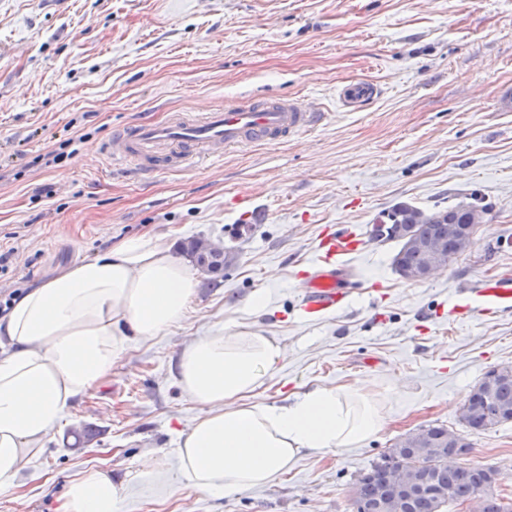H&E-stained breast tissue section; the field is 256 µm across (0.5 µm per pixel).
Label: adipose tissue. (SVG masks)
<instances>
[{
    "instance_id": "1",
    "label": "adipose tissue",
    "mask_w": 512,
    "mask_h": 512,
    "mask_svg": "<svg viewBox=\"0 0 512 512\" xmlns=\"http://www.w3.org/2000/svg\"><path fill=\"white\" fill-rule=\"evenodd\" d=\"M198 279L161 237L122 238L29 288L0 318V493H12L32 456L74 401L111 376L130 339L150 341L184 320ZM284 356L274 337L216 330L182 350L177 378L202 413L176 448L178 469L145 457L122 475L87 468L56 512H123L136 489L165 480L212 497L272 483L306 454L364 445L384 410L360 386L313 387L282 405L253 402Z\"/></svg>"
}]
</instances>
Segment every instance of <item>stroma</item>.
Here are the masks:
<instances>
[{
    "label": "stroma",
    "mask_w": 512,
    "mask_h": 512,
    "mask_svg": "<svg viewBox=\"0 0 512 512\" xmlns=\"http://www.w3.org/2000/svg\"><path fill=\"white\" fill-rule=\"evenodd\" d=\"M349 78L378 95L342 109ZM269 97L318 99L326 118L150 180L113 171L101 152L138 120ZM77 131V153L45 164ZM473 192L487 214L470 249L428 279L402 278L398 243L369 238L397 203L434 210ZM348 230L361 244L344 269L347 303L308 316L303 283L320 243ZM145 232L174 250L203 237L237 260L223 287L199 284L181 323L131 343L74 403L0 512H55L88 467L119 475L151 451L175 463L179 433L201 413L181 393L177 358L223 327L286 351L254 402L364 381L385 405L383 429L361 447L303 456L264 487L215 498L157 485L126 512H353L357 480L430 424L466 436L457 464L497 470L494 494L512 499V422L476 433L461 421L484 374L512 367V308L452 314L468 287L512 274V0H0V253L10 256L0 290H27ZM85 425L102 435L78 441Z\"/></svg>",
    "instance_id": "35a3bbf8"
}]
</instances>
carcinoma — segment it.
Masks as SVG:
<instances>
[{
	"label": "carcinoma",
	"instance_id": "obj_1",
	"mask_svg": "<svg viewBox=\"0 0 512 512\" xmlns=\"http://www.w3.org/2000/svg\"><path fill=\"white\" fill-rule=\"evenodd\" d=\"M475 203L462 200L435 211H427L401 202L382 214L369 230L370 239L397 241L400 249L392 264L404 279L422 272L429 263L425 248L431 246L450 260L470 247L463 239L464 228L471 223ZM183 250L197 266L210 274L208 286L224 285V269L230 267L234 254L224 253L220 262L203 247V241L189 240ZM461 421L472 432H482L512 422V369L488 371L473 387L462 406ZM470 451V443L445 426L429 425L398 440L383 460L361 477L353 488V500L363 512H440L447 503L463 504L481 499V512H512L509 502L492 492L491 469L480 465L453 466L448 459ZM416 467L427 477L428 485L399 498L392 506L394 475L400 469Z\"/></svg>",
	"mask_w": 512,
	"mask_h": 512
}]
</instances>
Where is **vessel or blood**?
<instances>
[{"label":"vessel or blood","instance_id":"obj_1","mask_svg":"<svg viewBox=\"0 0 512 512\" xmlns=\"http://www.w3.org/2000/svg\"><path fill=\"white\" fill-rule=\"evenodd\" d=\"M374 84L361 79L344 82L338 98L353 109L373 97ZM325 119L322 107L311 100L262 98L241 104H228L200 115L176 113L162 123L141 120L118 133L103 146L113 165L153 174L182 169L223 157L225 151L256 146L319 126ZM318 273L309 279L302 298L307 313L323 315L338 310L345 298L338 287L335 257L356 251L351 235H332ZM484 304L512 306V277H488L476 285Z\"/></svg>","mask_w":512,"mask_h":512}]
</instances>
